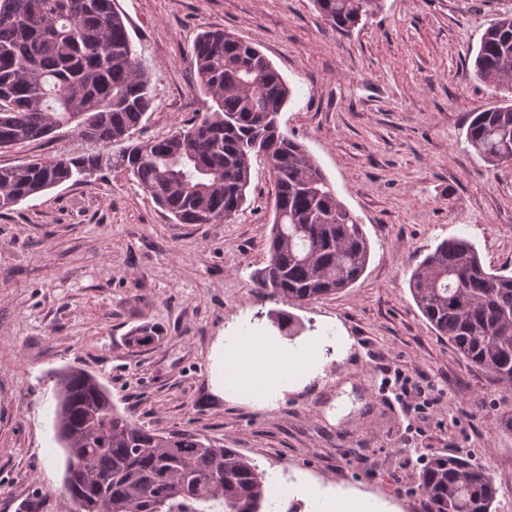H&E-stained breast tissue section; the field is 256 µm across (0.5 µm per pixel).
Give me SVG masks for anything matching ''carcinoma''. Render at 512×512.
Returning <instances> with one entry per match:
<instances>
[{
  "label": "carcinoma",
  "instance_id": "1",
  "mask_svg": "<svg viewBox=\"0 0 512 512\" xmlns=\"http://www.w3.org/2000/svg\"><path fill=\"white\" fill-rule=\"evenodd\" d=\"M314 3L342 34L381 0ZM190 61L211 105L166 137L136 141L133 131L153 103L151 78L114 0H0V149L72 124L100 147L0 166V210L117 169L177 223L222 224L246 203L252 157L262 154L275 184L274 216L270 258L253 282L294 302L350 287L366 270L370 244L306 147L281 130L288 83L260 50L224 31L199 34ZM471 66L505 96L469 113L466 143L493 168L512 163V10L482 34ZM409 289L456 352L512 387V276L487 271L475 245L454 237L413 269ZM160 340L151 326L129 336L135 347ZM53 378L69 512H267L265 472L235 449L138 424L83 369L66 367ZM419 489L429 512H496L493 478L460 455L430 458Z\"/></svg>",
  "mask_w": 512,
  "mask_h": 512
}]
</instances>
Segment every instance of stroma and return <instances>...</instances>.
Returning <instances> with one entry per match:
<instances>
[{
	"instance_id": "35a3bbf8",
	"label": "stroma",
	"mask_w": 512,
	"mask_h": 512,
	"mask_svg": "<svg viewBox=\"0 0 512 512\" xmlns=\"http://www.w3.org/2000/svg\"><path fill=\"white\" fill-rule=\"evenodd\" d=\"M151 77L133 137L162 138L203 108L189 51L221 29L257 47L293 90L280 126L304 144L362 224L371 256L346 290L288 303L255 288L267 265L274 182L252 161L248 202L224 224H175L127 173L104 171L0 211V512L36 491L65 512L54 439L55 370L95 375L146 428L187 429L267 473L279 512H312L307 490L359 495L379 512H428L422 459L463 454L512 512V432L495 414L512 389L472 366L412 299L409 276L445 238L470 240L512 274V164L465 142L469 113L497 96L470 65L512 0H382L350 32L313 0H115ZM69 128L0 150V166L87 150ZM301 346L321 337L322 375L258 408L215 392L213 352L238 322ZM163 341L134 348L130 332ZM440 403L418 412L406 381Z\"/></svg>"
}]
</instances>
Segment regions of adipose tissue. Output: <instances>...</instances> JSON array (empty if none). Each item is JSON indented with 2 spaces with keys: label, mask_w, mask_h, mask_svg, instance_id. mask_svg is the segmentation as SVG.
<instances>
[{
  "label": "adipose tissue",
  "mask_w": 512,
  "mask_h": 512,
  "mask_svg": "<svg viewBox=\"0 0 512 512\" xmlns=\"http://www.w3.org/2000/svg\"><path fill=\"white\" fill-rule=\"evenodd\" d=\"M320 347L313 338L298 348L246 324L216 346L213 381L225 397L266 407L321 372Z\"/></svg>",
  "instance_id": "adipose-tissue-1"
}]
</instances>
